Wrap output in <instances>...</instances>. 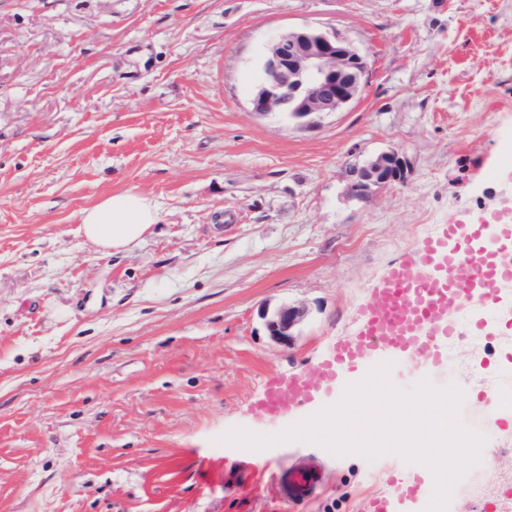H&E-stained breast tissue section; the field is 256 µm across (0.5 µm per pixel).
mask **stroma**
I'll list each match as a JSON object with an SVG mask.
<instances>
[{"mask_svg":"<svg viewBox=\"0 0 512 512\" xmlns=\"http://www.w3.org/2000/svg\"><path fill=\"white\" fill-rule=\"evenodd\" d=\"M307 24L367 55L358 100L302 128L252 112L271 39ZM398 151L402 182L350 171ZM160 224L104 255L79 213L126 189ZM512 208V0H0V512H358L383 460L277 434L254 402L353 332L388 267L441 225ZM306 304L293 343L260 312ZM483 322L439 386L512 379ZM512 487V420L462 403ZM320 468L311 502L269 475Z\"/></svg>","mask_w":512,"mask_h":512,"instance_id":"stroma-1","label":"stroma"}]
</instances>
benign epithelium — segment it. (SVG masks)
Wrapping results in <instances>:
<instances>
[{
    "instance_id": "benign-epithelium-1",
    "label": "benign epithelium",
    "mask_w": 512,
    "mask_h": 512,
    "mask_svg": "<svg viewBox=\"0 0 512 512\" xmlns=\"http://www.w3.org/2000/svg\"><path fill=\"white\" fill-rule=\"evenodd\" d=\"M264 72L265 79L250 101L251 110L313 127L358 98L368 74V59L336 31L307 25L271 40L264 55ZM403 178L399 154L385 152L354 168L351 190L364 196L374 187L391 186ZM310 315L302 303L267 307L260 313L268 335L286 346Z\"/></svg>"
}]
</instances>
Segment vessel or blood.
Listing matches in <instances>:
<instances>
[{
    "label": "vessel or blood",
    "instance_id": "obj_1",
    "mask_svg": "<svg viewBox=\"0 0 512 512\" xmlns=\"http://www.w3.org/2000/svg\"><path fill=\"white\" fill-rule=\"evenodd\" d=\"M512 283V221L451 224L394 263L370 302L360 311L352 338L308 373L276 382L257 400L267 416H287L297 405L318 401L339 376L362 379L365 362L379 353L405 357L425 371H441L450 347L464 332L454 312L478 308L496 312L503 289ZM285 502L313 497L316 467L273 473ZM425 498L419 475L403 479L391 472L384 493L365 500L360 512H411Z\"/></svg>",
    "mask_w": 512,
    "mask_h": 512
}]
</instances>
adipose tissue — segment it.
I'll return each mask as SVG.
<instances>
[{
  "instance_id": "1",
  "label": "adipose tissue",
  "mask_w": 512,
  "mask_h": 512,
  "mask_svg": "<svg viewBox=\"0 0 512 512\" xmlns=\"http://www.w3.org/2000/svg\"><path fill=\"white\" fill-rule=\"evenodd\" d=\"M80 220L84 238L100 252L109 254L141 240L160 222L161 212L150 197L129 189L82 210Z\"/></svg>"
}]
</instances>
